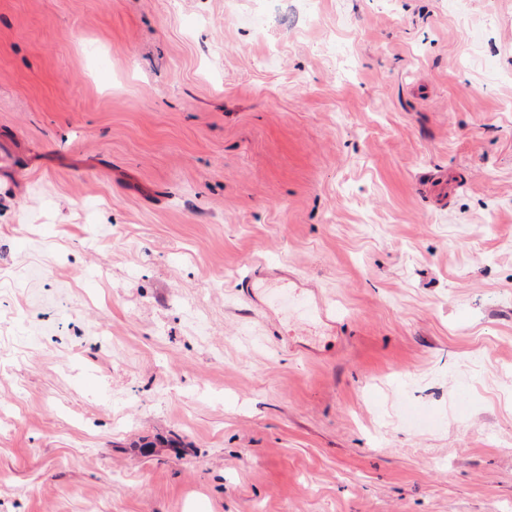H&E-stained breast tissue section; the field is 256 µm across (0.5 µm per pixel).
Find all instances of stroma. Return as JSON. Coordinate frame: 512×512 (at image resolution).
I'll use <instances>...</instances> for the list:
<instances>
[{
  "instance_id": "35a3bbf8",
  "label": "stroma",
  "mask_w": 512,
  "mask_h": 512,
  "mask_svg": "<svg viewBox=\"0 0 512 512\" xmlns=\"http://www.w3.org/2000/svg\"><path fill=\"white\" fill-rule=\"evenodd\" d=\"M2 155L0 512H512V0H0Z\"/></svg>"
}]
</instances>
